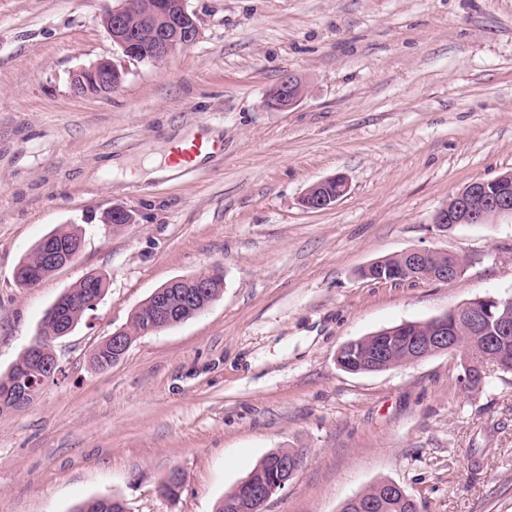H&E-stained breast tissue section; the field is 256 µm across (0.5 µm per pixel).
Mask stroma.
Returning <instances> with one entry per match:
<instances>
[{
  "mask_svg": "<svg viewBox=\"0 0 512 512\" xmlns=\"http://www.w3.org/2000/svg\"><path fill=\"white\" fill-rule=\"evenodd\" d=\"M121 0H0V372L74 283L106 274L95 311L54 351L65 376L0 415V512H73L118 497L128 512H216L269 452L305 467L268 512H341L396 482L420 512H512V373L439 353L383 372L336 364L350 340L512 297V220L434 224L469 183L512 172V0H186L197 40L159 66L125 57L101 25ZM118 92L81 97L100 59ZM302 99L275 111L285 74ZM209 123L221 156L138 176L145 158ZM344 175L330 209L301 204ZM135 223L110 234L101 213ZM64 224L69 267L18 287V262ZM413 248L460 254L455 282L362 278ZM220 268L204 314L138 337L100 370L91 354L168 281ZM180 470L179 497L157 486ZM117 69L118 67L108 59L81 67L72 74L71 90L77 96L93 95L91 89H97V95L116 92L122 85L121 82L112 83V70ZM304 95L301 81L291 73L286 74L267 95V105L275 110L285 111L295 105ZM334 185L336 192L330 190V187ZM348 190L349 183L344 176L328 177L309 186L302 195L301 203L308 210L327 209L342 199ZM102 228L104 233H110L112 229L122 227L125 224H132L135 222L133 214L123 206L113 205L104 212L101 218Z\"/></svg>",
  "mask_w": 512,
  "mask_h": 512,
  "instance_id": "stroma-1",
  "label": "stroma"
}]
</instances>
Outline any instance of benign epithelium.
<instances>
[{"mask_svg":"<svg viewBox=\"0 0 512 512\" xmlns=\"http://www.w3.org/2000/svg\"><path fill=\"white\" fill-rule=\"evenodd\" d=\"M102 25L112 41L122 53L132 59L147 64H159L175 52L192 45L197 37V23L186 9L185 0H123L122 7L106 11ZM117 66L108 59L99 60L87 67L76 70L71 77L70 87L77 96L109 94L120 89L121 84L112 82V71ZM304 95L301 81L291 73L286 74L267 95V105L275 110L286 111ZM512 177L501 175L490 181L476 180L456 194L452 207H442L434 215L433 222L442 228H452L463 224H489L503 217L512 218V196L508 194L507 182ZM501 187L498 193L486 200V207L476 209L473 198L487 184ZM349 190V183L342 175L320 180L307 188L301 198L303 207L308 210H323L342 199ZM104 233L135 222L133 214L123 206L114 205L104 212L101 218ZM42 262L60 271L75 262L76 250L67 243L47 235L39 241ZM407 265L398 270L386 266L383 259L365 267L374 279L397 282L421 273V266L427 258L440 256L448 258L436 268L435 280L451 283L464 274L463 256L439 249H410L404 251ZM220 275L217 268L191 277L173 279L151 294L154 307L150 320L140 335L145 336L169 327L173 316L181 315L179 307L187 310L180 322L184 323L207 310L211 303L203 300L199 289L206 288L209 280ZM180 288L176 300L170 299V290ZM512 301L493 295L478 297L449 309L444 314L424 322H403L382 329L374 334L373 347L362 355H357L358 340H350L340 346L336 353L337 364L346 371H356V366L365 371L381 372L447 352L468 353L474 349L487 351L502 366L504 345L512 333V323L507 314L496 316L500 308H508ZM112 342V351L121 359L129 349L132 340L128 338V327L123 325L107 337ZM54 351L43 350L31 345L27 348L29 364L32 368L19 381V386L0 397L11 403V410L20 411L30 405L41 393L45 385L61 376L57 361L45 358ZM465 374L461 384L476 386L484 377L482 367L472 363L470 358L463 360ZM306 452L296 450L291 459L277 458L272 468V478L265 485H256L246 477L236 489L251 501L253 512H266L271 499L282 491L305 466Z\"/></svg>","mask_w":512,"mask_h":512,"instance_id":"1","label":"benign epithelium"}]
</instances>
